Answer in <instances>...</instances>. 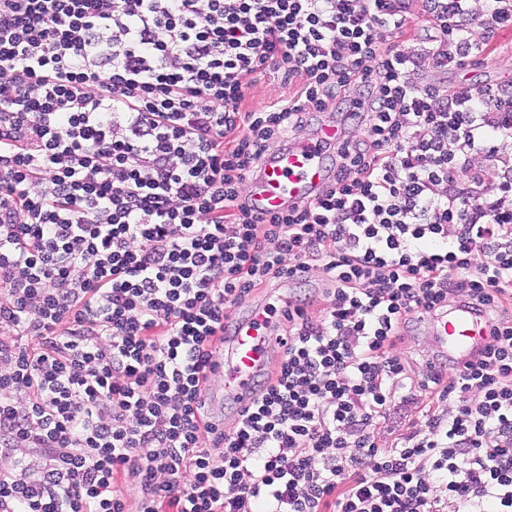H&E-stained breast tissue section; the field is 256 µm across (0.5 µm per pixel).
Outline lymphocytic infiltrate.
Returning <instances> with one entry per match:
<instances>
[{"label": "lymphocytic infiltrate", "mask_w": 512, "mask_h": 512, "mask_svg": "<svg viewBox=\"0 0 512 512\" xmlns=\"http://www.w3.org/2000/svg\"><path fill=\"white\" fill-rule=\"evenodd\" d=\"M0 0V512H512V91L420 86L512 0ZM284 102L243 110L268 69ZM345 134L310 201L247 184L315 114ZM295 295L250 406L204 394L230 315ZM468 305L490 339L409 387L397 343ZM433 393L400 446L375 429ZM421 2H412V20L411 23L405 30V33L399 39H396L395 45L398 46V49H409L415 45L417 41L429 38V33L422 27V13H421ZM418 17V18H417Z\"/></svg>", "instance_id": "lymphocytic-infiltrate-1"}]
</instances>
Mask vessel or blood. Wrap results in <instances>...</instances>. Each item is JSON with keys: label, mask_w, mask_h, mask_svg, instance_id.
<instances>
[{"label": "vessel or blood", "mask_w": 512, "mask_h": 512, "mask_svg": "<svg viewBox=\"0 0 512 512\" xmlns=\"http://www.w3.org/2000/svg\"><path fill=\"white\" fill-rule=\"evenodd\" d=\"M340 139L337 126L324 125L309 138L276 151L263 164L259 180L249 185L257 210L276 213L309 199L327 178L326 149ZM428 323L438 351L457 365L468 363L485 344V325L467 307L454 306ZM275 342L263 308L250 307L235 316L233 349L224 356V396L251 399L256 376L267 365Z\"/></svg>", "instance_id": "obj_1"}]
</instances>
